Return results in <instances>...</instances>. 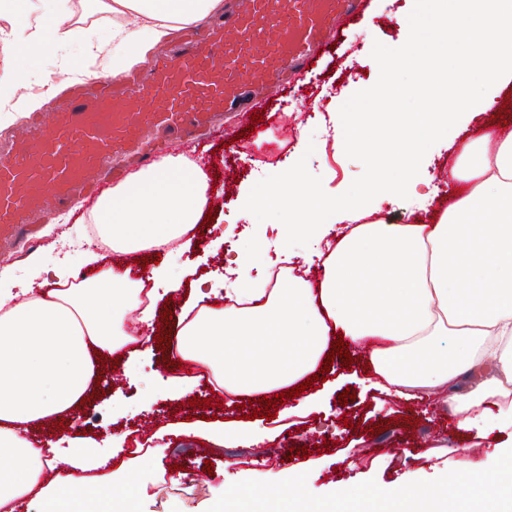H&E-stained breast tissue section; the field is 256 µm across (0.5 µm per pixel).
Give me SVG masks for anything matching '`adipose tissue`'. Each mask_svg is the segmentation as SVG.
Wrapping results in <instances>:
<instances>
[{
  "instance_id": "ef3b65f1",
  "label": "adipose tissue",
  "mask_w": 512,
  "mask_h": 512,
  "mask_svg": "<svg viewBox=\"0 0 512 512\" xmlns=\"http://www.w3.org/2000/svg\"><path fill=\"white\" fill-rule=\"evenodd\" d=\"M90 12L112 15V44L96 52L112 60L122 78L131 59H145L172 29L199 26L224 10V0H83ZM436 19L432 42L460 45L454 65L443 55L377 51L373 64L384 77L377 111L356 114L340 139L343 149L376 154L369 182L356 196L321 192L302 168L286 170L250 193L249 211L281 208L275 225L277 257L288 261L277 284L255 274L239 255L226 267L223 288L234 303L204 305L200 285L182 287L152 267L133 278L130 267H100L89 281L73 283L67 262L45 269L32 261L26 288L0 272V512H17L34 499L40 512H131L134 485L114 488L105 469L124 436L109 447L93 438L69 441L70 468L52 477L49 449L25 433L45 419L61 418L83 402L98 380L96 358L136 360L140 339L127 321L153 320L162 295L186 293L168 340L185 373L170 377L163 393L190 394L196 367L210 371L228 398L268 394L296 385L325 361L342 339L349 352L379 340L368 356L372 388L406 400L444 395L460 428L512 430V137L487 131L452 168L460 184L456 203L434 224L371 221L383 202L409 192L428 141L461 115L487 111L493 98H473L472 79L488 88L512 83V0H431ZM72 0H55L49 17L35 15L10 44L13 56L53 38L56 46L83 34ZM423 83L421 112L398 111L407 85L398 71ZM0 126L15 113L33 112L41 96L28 92L11 59L0 63ZM374 122L386 137L383 152L359 135ZM208 176L182 156H161L148 168L113 185L97 209L101 236L113 251L139 253L181 242L208 203ZM306 240L304 252L295 239ZM320 264L321 280L307 269ZM150 303H143L142 294ZM452 346H443L444 338ZM167 433H207L216 442L248 443L251 424L223 422L168 425Z\"/></svg>"
}]
</instances>
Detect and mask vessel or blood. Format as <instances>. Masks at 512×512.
Segmentation results:
<instances>
[{"label": "vessel or blood", "mask_w": 512, "mask_h": 512, "mask_svg": "<svg viewBox=\"0 0 512 512\" xmlns=\"http://www.w3.org/2000/svg\"><path fill=\"white\" fill-rule=\"evenodd\" d=\"M360 0H227L224 16L154 55L148 76L97 78L65 92L64 111L33 117L0 157V241L37 242L29 214L49 215L72 200L94 205L112 186L108 162L128 152L154 161L150 142L188 149L213 112L249 121L256 91L276 95L289 68L323 52L333 23Z\"/></svg>", "instance_id": "b4317fda"}]
</instances>
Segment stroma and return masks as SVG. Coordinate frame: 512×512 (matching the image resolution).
Returning <instances> with one entry per match:
<instances>
[{
  "label": "stroma",
  "mask_w": 512,
  "mask_h": 512,
  "mask_svg": "<svg viewBox=\"0 0 512 512\" xmlns=\"http://www.w3.org/2000/svg\"><path fill=\"white\" fill-rule=\"evenodd\" d=\"M421 10L420 0H365L362 17L342 21L337 32L329 33V47L312 72L288 76L280 95L263 102L260 123L247 130L235 146L214 138L211 130L238 128V113H214L209 126L198 132L197 148L187 153L194 160L201 156L206 159L204 170L215 187L209 195L212 219L196 225L188 247L173 245L158 254L149 252L146 261H161L175 280L189 269L206 280L222 276L224 264L234 257L236 247L249 244L253 220L238 209L242 194L259 189L290 166H302L327 195L351 197L359 192L372 174L368 159L359 153L336 151L333 142L346 132L347 113L374 109L366 94L381 78L370 60L372 50L399 47L430 51L427 31L412 36L395 21L397 15L415 16ZM85 27L89 39L72 41L67 49L72 58L85 60L95 74L98 62L91 58L89 46L111 42L112 19L94 14L87 18ZM15 63L27 72L31 91H40L49 79L62 86L67 83L58 53L34 50L16 58ZM508 101L512 102V85L501 89L493 107L476 115L466 127H449L428 143V165L420 169L415 190L432 193L429 212L417 211L410 199L403 197L383 203L378 219L389 224L427 223L433 214L447 209L454 201L443 177L449 163L485 126H512V112L504 110ZM91 213V208L80 204L55 212L42 225L39 244L11 248L9 256H0V270L12 268L20 273L32 256L50 263L65 255L75 271H82L81 250L97 245ZM111 370L99 390L68 421L50 420L36 428L35 441L58 445L83 432L103 443L128 429L153 435L172 423L195 422L212 415L231 422L239 415L234 404L198 409L174 400L158 401L151 412H140L142 393L179 372L161 344H153L136 372H128L122 362L113 364ZM331 370L336 388L320 411L283 420L256 418L264 436L262 442L249 447L232 443L218 446L195 435H168L163 447L155 449L147 462L135 461L127 469H113V485L132 479L141 487L135 512H207L215 502L216 490L228 489L239 481H281L294 470L306 474L311 493L326 495L335 486L350 488L371 479L381 486L408 478L433 480L467 457L512 445V434L506 432L484 437L477 431L457 428L442 397L407 402L368 388L361 360H354L351 368L335 364ZM346 392L350 400L340 402V394ZM284 441L290 448L306 447V454L273 455V448ZM175 452L181 459L178 472L168 465ZM203 472L208 473V481L193 482V474Z\"/></svg>",
  "instance_id": "1"
}]
</instances>
